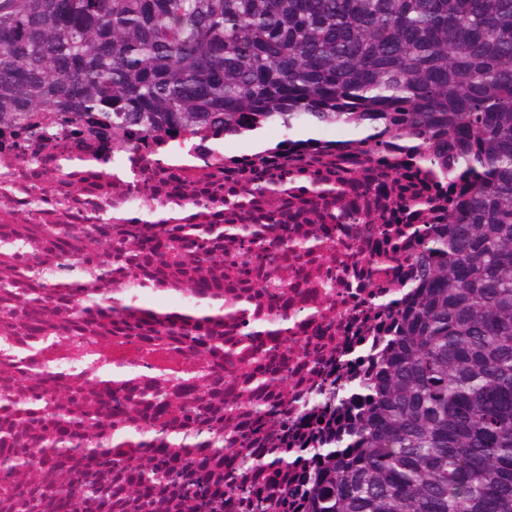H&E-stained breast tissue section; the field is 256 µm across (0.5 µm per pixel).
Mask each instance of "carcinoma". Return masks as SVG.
Instances as JSON below:
<instances>
[{
  "mask_svg": "<svg viewBox=\"0 0 512 512\" xmlns=\"http://www.w3.org/2000/svg\"><path fill=\"white\" fill-rule=\"evenodd\" d=\"M276 125L345 126L380 162L396 140L459 186L444 224L415 228L427 246L416 276L378 305L396 319L347 348L363 374L310 385L293 404L273 391L288 367L251 346L253 373L223 409L224 366L203 395L164 418L167 393L92 379L113 403L49 414L0 395L16 424L40 419L45 448H16L0 466L25 481L14 512H512V0H0V137L22 131L55 148L71 128L101 140L181 131L246 133ZM161 262L178 267L198 225L180 224ZM213 239L252 237L210 224ZM85 245L121 257L124 237ZM191 307L218 324L224 305L187 284ZM58 313L51 293L25 297ZM135 298L75 302V315L120 316ZM185 348L224 360V334L194 336L157 319ZM275 426L316 410L326 427L280 448L235 423ZM126 430L94 437L103 419ZM263 458L237 455L243 444ZM41 456L39 474L29 471Z\"/></svg>",
  "mask_w": 512,
  "mask_h": 512,
  "instance_id": "obj_1",
  "label": "carcinoma"
}]
</instances>
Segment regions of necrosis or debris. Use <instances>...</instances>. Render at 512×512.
Instances as JSON below:
<instances>
[{
    "label": "necrosis or debris",
    "instance_id": "obj_1",
    "mask_svg": "<svg viewBox=\"0 0 512 512\" xmlns=\"http://www.w3.org/2000/svg\"><path fill=\"white\" fill-rule=\"evenodd\" d=\"M26 156L42 165L61 166L54 182H46L23 164ZM339 130L307 142L280 138L266 151L217 153L212 134H168L138 140L119 150L103 143L69 163L64 153L17 137L0 148V263L14 272L18 292L42 288H91L96 295L153 287L156 265L132 266L102 278L87 274L86 250L80 234L96 225L99 237L115 229L132 241L148 240L151 249L176 235V211L189 210L192 224L276 225L275 241L256 251L245 238L222 243L225 259L216 277H203L199 287H220L224 301H249L259 315L287 312L288 382L312 378L342 384L353 368L342 360L310 359L317 347L344 349L381 323L375 294L398 281L407 246L422 247L424 237L407 242L398 228L418 223L411 208L413 193L439 197L429 215L432 224L446 221L451 206L447 180L429 167L381 168ZM332 183L331 196L316 188ZM168 212L162 228L146 230L142 217ZM316 237L323 249L294 250L293 242ZM277 270L281 288H266L265 272ZM15 298L0 292V339L9 352L0 359V388L15 400L51 393L64 409L99 401L89 384L97 368L101 343L109 345L108 363L134 369L132 385H163L173 404L194 397L207 384L205 356L167 342L168 361L151 352L158 345L154 319L134 311L115 319L90 318L73 323L68 314L46 319L41 313H12Z\"/></svg>",
    "mask_w": 512,
    "mask_h": 512
}]
</instances>
